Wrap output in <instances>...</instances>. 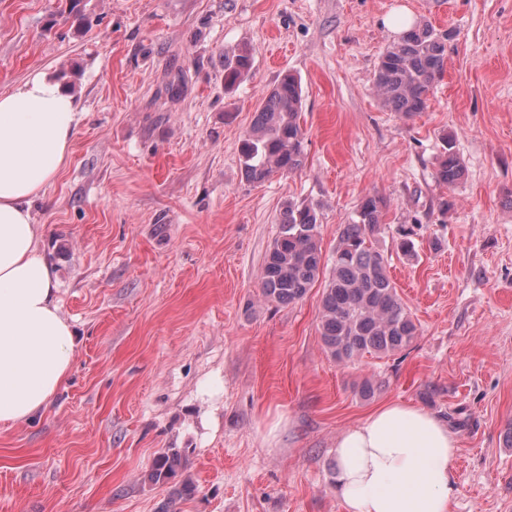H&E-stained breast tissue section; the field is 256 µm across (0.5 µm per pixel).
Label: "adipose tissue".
Instances as JSON below:
<instances>
[{
	"mask_svg": "<svg viewBox=\"0 0 512 512\" xmlns=\"http://www.w3.org/2000/svg\"><path fill=\"white\" fill-rule=\"evenodd\" d=\"M80 119L74 95L44 73L0 94V425L39 415L71 368L76 332L29 204L65 164ZM458 448L420 406L377 408L334 445L346 512H449Z\"/></svg>",
	"mask_w": 512,
	"mask_h": 512,
	"instance_id": "ef3b65f1",
	"label": "adipose tissue"
}]
</instances>
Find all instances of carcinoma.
Returning a JSON list of instances; mask_svg holds the SVG:
<instances>
[{"instance_id": "carcinoma-1", "label": "carcinoma", "mask_w": 512, "mask_h": 512, "mask_svg": "<svg viewBox=\"0 0 512 512\" xmlns=\"http://www.w3.org/2000/svg\"><path fill=\"white\" fill-rule=\"evenodd\" d=\"M248 49L224 52V86L234 88L248 73ZM445 38L427 22L416 24L383 53L375 88L390 111L412 115L427 107L428 94L444 72ZM303 91L300 79L285 73L265 97L249 132L240 142L242 172L249 183H263L275 174L295 172L304 165V132L300 125ZM436 180L449 187L464 176L454 139L442 138ZM387 202L371 195L358 204L356 219L340 227L331 273L322 294L320 336L324 350L337 362L354 364L367 354L380 358L408 348L419 328L398 295L388 261L372 238L384 230ZM279 235L261 276V297L269 304L301 300L321 272L322 251L316 208L287 201L279 214ZM381 384L372 376L357 386L358 395L373 398ZM188 458L179 448H166L154 458L148 480L169 484L159 512H173L177 502L192 497L197 486L187 475Z\"/></svg>"}]
</instances>
